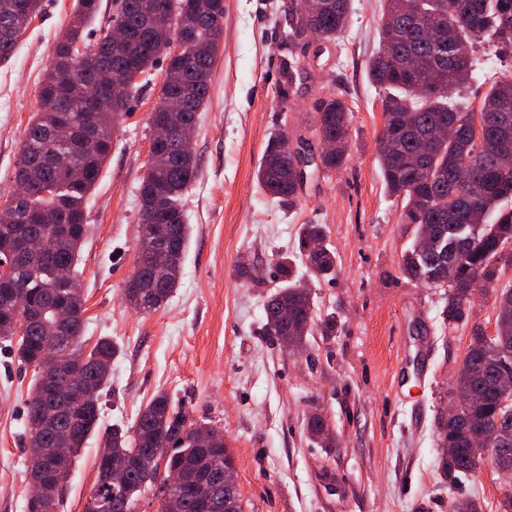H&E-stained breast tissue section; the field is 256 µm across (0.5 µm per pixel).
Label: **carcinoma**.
I'll list each match as a JSON object with an SVG mask.
<instances>
[{
    "mask_svg": "<svg viewBox=\"0 0 512 512\" xmlns=\"http://www.w3.org/2000/svg\"><path fill=\"white\" fill-rule=\"evenodd\" d=\"M42 0H0V63L14 54L19 39L41 11ZM303 0H289L285 41L295 42L305 30L321 41H335L344 32L351 0H313L316 8L304 13ZM100 0H75L68 35L57 41L52 61L40 87L41 106L32 118L20 148L14 181L26 169L36 178L22 198L24 219L0 223V257L8 258L17 241L45 236V251L15 265L11 280L0 282V301H24L39 312V319L17 334L12 316L0 312V339L16 340L24 365L34 368L27 398L26 420L40 425L42 448H69L74 459L88 437L103 432L110 448L108 461L98 469L89 498L112 500V512H131L146 488L158 485L162 503L176 495L177 512H242L239 493L220 490L201 509L188 489L164 485L160 470L180 469L194 482L224 485V466L234 464L224 445L203 448L196 442L200 425L176 411L168 394H156L129 427L100 430V401L109 374L100 370L117 357L116 346L98 340L84 348V294L75 266L86 240L84 203L97 182L112 148V132L128 110L135 85L119 84L127 66L143 74L159 58L167 60L165 78L150 122L175 118L197 124L198 112L210 95V76L224 34V0H120L112 21L127 32L116 45L99 30L93 41L86 30L96 18ZM380 50L370 59V79L385 93L384 124L377 138L379 167L387 191L401 201L400 222L414 226V238L403 255L402 273L428 288H445L443 315L450 322L468 317L474 295L490 293L498 264L512 266V78L495 79L479 109L460 101L459 92L472 79L471 52L480 45L500 59L512 55V0H384L379 22ZM193 38L180 56L168 50L171 36ZM88 53L83 65L71 66L74 50ZM436 71L440 84L421 90L418 75ZM351 109L347 100L331 97L317 105L315 134L319 141L334 140V152L320 157L322 169L340 170L348 161ZM445 125L454 130L446 141L431 139L432 130ZM469 184L457 190L461 168ZM192 151L171 139L151 144L147 169L139 189L140 225L148 237L138 245L134 278L148 285L155 270L151 250L166 252V269L159 288L139 302L138 289L126 288L125 300L137 312L150 314L165 304L180 284L189 241L184 222L183 197L196 179ZM256 179L264 192L280 203L293 204L298 196L294 158L287 141L278 138L264 151ZM64 189L60 204H47L43 185ZM320 224L300 227L299 250L310 273L325 278L335 273V257L325 245ZM280 288L264 305L266 335L295 352L313 324L309 290L296 274V261L286 253L274 259ZM52 268H65L74 284L61 288L50 278ZM498 303L495 335L478 329L464 357L453 392H469L460 417L441 423L439 441L454 448L443 459L448 476L473 472L469 434L486 429L493 435V454L512 460V404L497 386L500 371L512 366V284L496 289ZM64 302L72 318L57 325L53 309ZM51 355L64 365L80 364L85 387L75 402H62L43 393L38 361ZM327 426L319 414L307 421V433L320 444ZM126 470L124 484L112 491L109 474ZM50 488L47 504L58 509L66 483L45 472Z\"/></svg>",
    "mask_w": 512,
    "mask_h": 512,
    "instance_id": "1",
    "label": "carcinoma"
}]
</instances>
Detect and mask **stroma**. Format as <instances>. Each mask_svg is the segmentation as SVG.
<instances>
[{"label": "stroma", "mask_w": 512, "mask_h": 512, "mask_svg": "<svg viewBox=\"0 0 512 512\" xmlns=\"http://www.w3.org/2000/svg\"><path fill=\"white\" fill-rule=\"evenodd\" d=\"M289 0H224V41L210 97L193 139L198 176L184 200L190 238L180 285L158 311L124 300L137 261L140 199L152 141L151 112L165 78L158 60L113 132L112 149L85 202L89 233L77 265L85 295V340L119 349L101 399L103 427L131 426L157 393L188 419L219 427L230 449L243 512H449L476 499L498 512L512 474L484 463L472 475L441 468L437 420L472 332L493 334V295L476 297L467 320L445 325L444 291L406 278L413 240L401 202L385 190L376 138L383 92L367 73L379 48L381 0H352L348 26L320 55L283 41ZM74 0H42V11L0 63V197L15 166L55 43ZM296 62L286 82L287 62ZM348 100L351 157L313 174L294 208L272 202L256 180L278 135L319 140V101ZM323 225L336 272L310 279L314 325L298 352L263 331V304L280 282L273 258L297 253L299 228ZM253 265L241 277V261ZM336 326L323 334L322 323ZM33 371L0 342V512H25L26 398ZM321 414L333 447L305 425ZM103 443L90 437L75 459L59 512H84Z\"/></svg>", "instance_id": "stroma-1"}]
</instances>
